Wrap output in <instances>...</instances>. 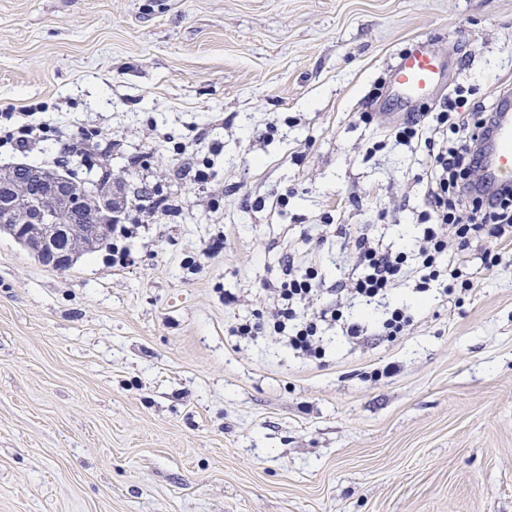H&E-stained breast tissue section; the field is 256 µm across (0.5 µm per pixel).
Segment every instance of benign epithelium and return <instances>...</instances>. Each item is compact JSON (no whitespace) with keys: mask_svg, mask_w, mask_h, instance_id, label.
Listing matches in <instances>:
<instances>
[{"mask_svg":"<svg viewBox=\"0 0 512 512\" xmlns=\"http://www.w3.org/2000/svg\"><path fill=\"white\" fill-rule=\"evenodd\" d=\"M127 198L125 184L107 180L88 196L58 172L28 167L26 179L0 173V214L17 213L22 220L1 224L6 234L58 272L70 261L96 248Z\"/></svg>","mask_w":512,"mask_h":512,"instance_id":"obj_1","label":"benign epithelium"}]
</instances>
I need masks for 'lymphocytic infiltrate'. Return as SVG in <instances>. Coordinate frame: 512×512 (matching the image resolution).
Segmentation results:
<instances>
[{
  "instance_id": "f902f5d3",
  "label": "lymphocytic infiltrate",
  "mask_w": 512,
  "mask_h": 512,
  "mask_svg": "<svg viewBox=\"0 0 512 512\" xmlns=\"http://www.w3.org/2000/svg\"><path fill=\"white\" fill-rule=\"evenodd\" d=\"M486 104L469 105L462 89H455L448 108L437 114L409 113L392 135L397 144H424L430 152L426 171L424 209L418 217L421 232L402 247L383 244L371 228L354 238L357 265L346 279L326 283L318 265H301L287 258L279 275L262 285L269 300L267 311L256 312L231 330L242 338L273 334L302 359L321 356L325 326H338L350 346L364 345L374 329L399 336L413 323L407 304L394 302L396 288L411 283L417 294L457 286L462 267L480 260L496 266L512 247V193L486 197L477 194L471 179L478 169L477 141ZM60 127L47 122L18 121L13 113L0 114V145L23 152L49 138H62ZM494 239L496 250L485 249ZM323 297L322 308L305 315L313 297ZM368 304L393 301L380 324L350 313L351 301Z\"/></svg>"
}]
</instances>
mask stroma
Wrapping results in <instances>:
<instances>
[{
  "label": "stroma",
  "mask_w": 512,
  "mask_h": 512,
  "mask_svg": "<svg viewBox=\"0 0 512 512\" xmlns=\"http://www.w3.org/2000/svg\"><path fill=\"white\" fill-rule=\"evenodd\" d=\"M421 42L469 102L512 85V0H0V112L103 129L76 180L179 207L123 268L102 249L60 273L0 235V512H512V260L471 262L393 342L333 327L305 361L228 334L286 251L334 280L345 229H416L428 152L386 135ZM191 132L222 146L210 183L156 142Z\"/></svg>",
  "instance_id": "35a3bbf8"
}]
</instances>
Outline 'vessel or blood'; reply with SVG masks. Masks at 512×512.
Returning <instances> with one entry per match:
<instances>
[{
  "mask_svg": "<svg viewBox=\"0 0 512 512\" xmlns=\"http://www.w3.org/2000/svg\"><path fill=\"white\" fill-rule=\"evenodd\" d=\"M444 72L443 63L429 50L405 52L393 69L391 83L399 103L407 105L427 98ZM479 190L488 195L512 187V98L502 97L479 147Z\"/></svg>",
  "mask_w": 512,
  "mask_h": 512,
  "instance_id": "obj_1",
  "label": "vessel or blood"
}]
</instances>
